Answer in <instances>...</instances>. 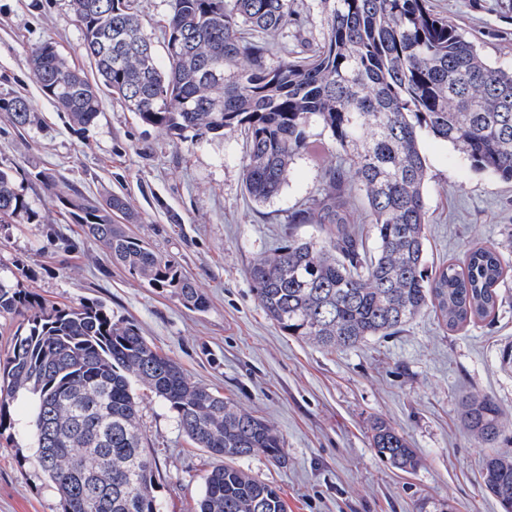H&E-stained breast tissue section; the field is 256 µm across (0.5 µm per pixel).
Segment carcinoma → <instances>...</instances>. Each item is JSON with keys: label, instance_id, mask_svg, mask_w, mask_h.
Instances as JSON below:
<instances>
[{"label": "carcinoma", "instance_id": "carcinoma-1", "mask_svg": "<svg viewBox=\"0 0 512 512\" xmlns=\"http://www.w3.org/2000/svg\"><path fill=\"white\" fill-rule=\"evenodd\" d=\"M95 74L71 67L54 42L30 48L43 95L76 126L98 119L102 90L147 126L193 132L195 143L224 129L246 135L243 184L261 205L279 194L293 161L308 151L311 129L343 152L325 167L323 187L290 224H316L326 239L288 236L257 256L249 278L256 298L284 333L326 349L394 336L424 309L448 330L484 321L512 266L498 247L478 243L463 264L429 268L425 131L471 166L512 181V69L489 63L480 45L429 0H316L322 36L293 57L274 55L265 35L301 26L295 0H172L165 45L155 57L132 0H69ZM213 64L217 73L206 71ZM23 98H0L12 124L32 122ZM364 194L369 224L349 207ZM61 204L112 262L196 310L207 306L171 257L128 233L126 199L64 191ZM33 211L0 169V221ZM375 248L369 250L368 238ZM0 316L21 319L0 358V433L15 428L10 404L28 396L25 433L34 462L55 485L61 512H162L155 460L145 448L133 387L142 384L172 409L180 431L222 464L204 478L199 512H283L276 487L230 464L262 451L281 458L283 440L266 420L191 382L133 323L94 303L49 305L0 272ZM491 396H465L460 423L493 447L504 424ZM372 446L394 468H417L414 449L387 421L372 426ZM482 485L512 512V455L486 456Z\"/></svg>", "mask_w": 512, "mask_h": 512}]
</instances>
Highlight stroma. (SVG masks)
<instances>
[{"label":"stroma","instance_id":"stroma-1","mask_svg":"<svg viewBox=\"0 0 512 512\" xmlns=\"http://www.w3.org/2000/svg\"><path fill=\"white\" fill-rule=\"evenodd\" d=\"M435 11L480 38L492 61L512 66V10L503 0H431ZM305 22L295 36L269 37L275 52H298L321 36L314 0H296ZM51 40L70 65L89 69L69 0H0V97L31 101L35 121L16 129L0 112V167L12 169L33 223L0 224V268L20 287L58 304L99 303L134 323L193 382L271 421L284 448L236 466L276 486L284 512H503L482 487L487 453L457 420L464 395L500 404L505 432L498 452L512 454V372L500 350L512 344V277L486 321L451 332L426 310L393 336L327 351L286 335L264 313L248 277L253 258L295 235L319 237L290 213L321 189L336 151L320 128L291 167L281 192L262 205L243 190L245 136L228 130L203 144L142 125L111 94L96 124L82 130L45 98L28 64L34 44ZM428 166V260H463L477 243L512 257V183L475 170L448 142L423 133ZM85 195L124 196L136 216L132 235L170 254L207 297L184 307L112 263L73 223L42 173ZM163 512H198L214 459L181 433L176 415L148 388L135 386ZM27 400L11 405L12 433L0 435V512H61L57 490L31 464L23 428ZM384 419L415 449L410 473L394 469L371 445Z\"/></svg>","mask_w":512,"mask_h":512}]
</instances>
